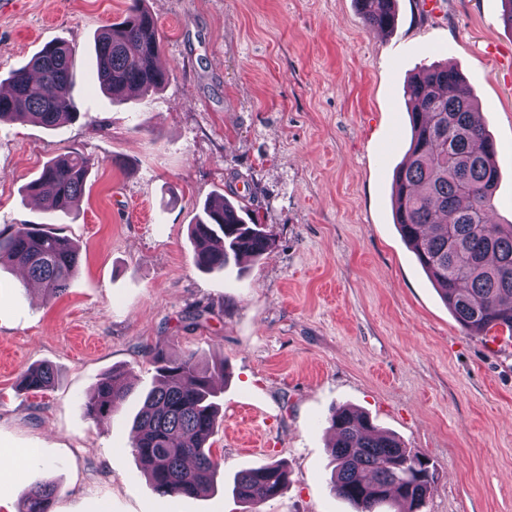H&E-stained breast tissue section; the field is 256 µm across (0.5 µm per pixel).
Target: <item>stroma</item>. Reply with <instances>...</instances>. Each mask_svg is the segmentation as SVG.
Masks as SVG:
<instances>
[{"label":"stroma","instance_id":"obj_1","mask_svg":"<svg viewBox=\"0 0 512 512\" xmlns=\"http://www.w3.org/2000/svg\"><path fill=\"white\" fill-rule=\"evenodd\" d=\"M162 34L159 91L117 103L94 37L127 0H0V81L46 43L76 50L82 117L0 123V230L43 224L24 192L43 165L98 159L54 226L81 250L68 292L34 297L0 269V512L55 483L53 512H248L243 469L283 461L260 512H353L329 488L327 419L348 405L435 468L425 512H512V339L467 334L394 222L411 127L406 82L456 67L494 137L492 219L512 224V29L502 0H397L394 31L356 0H145ZM213 196L242 198L274 246L224 271L193 264L190 226ZM204 317L189 326L185 316ZM194 354L216 375L217 488L171 498L130 448L154 385L147 352ZM51 364L52 388L20 380ZM132 392L112 418L84 403L112 370Z\"/></svg>","mask_w":512,"mask_h":512}]
</instances>
